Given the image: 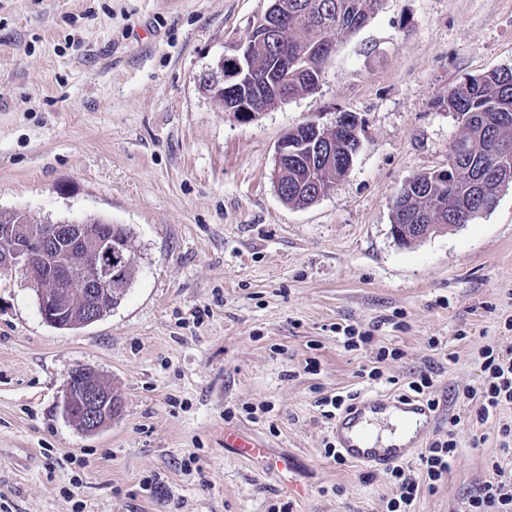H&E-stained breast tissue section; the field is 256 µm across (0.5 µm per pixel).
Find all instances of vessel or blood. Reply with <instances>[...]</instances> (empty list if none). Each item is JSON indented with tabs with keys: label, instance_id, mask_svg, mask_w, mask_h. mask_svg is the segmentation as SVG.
<instances>
[{
	"label": "vessel or blood",
	"instance_id": "1",
	"mask_svg": "<svg viewBox=\"0 0 512 512\" xmlns=\"http://www.w3.org/2000/svg\"><path fill=\"white\" fill-rule=\"evenodd\" d=\"M436 419L422 399L366 393L336 418L332 437L345 460L386 469L411 456Z\"/></svg>",
	"mask_w": 512,
	"mask_h": 512
}]
</instances>
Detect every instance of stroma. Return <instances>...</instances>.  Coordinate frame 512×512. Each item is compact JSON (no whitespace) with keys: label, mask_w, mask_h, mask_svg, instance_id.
<instances>
[{"label":"stroma","mask_w":512,"mask_h":512,"mask_svg":"<svg viewBox=\"0 0 512 512\" xmlns=\"http://www.w3.org/2000/svg\"><path fill=\"white\" fill-rule=\"evenodd\" d=\"M267 4L0 0V211L127 225L136 268L119 306L73 330L42 319L20 270L0 272V512H386L389 474L327 458L316 401L405 394L425 370L439 407L424 441L454 420L458 448L410 512H465L493 463L512 471V407L480 423L462 397L481 349L512 343V187L414 245L391 232L405 181L448 166L449 89L512 69V0H385L315 92L244 122L201 79ZM340 112L362 121L348 174L285 204L278 141ZM348 325L364 348H345ZM77 367L121 400L94 435L62 413ZM228 430L265 458L226 447Z\"/></svg>","instance_id":"stroma-1"}]
</instances>
